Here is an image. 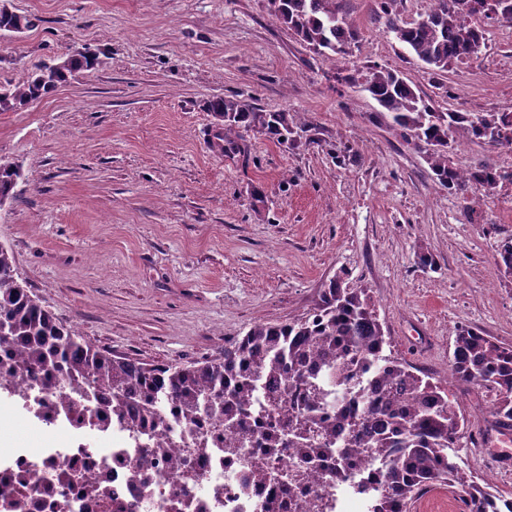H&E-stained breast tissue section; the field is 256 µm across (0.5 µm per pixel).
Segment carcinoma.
Wrapping results in <instances>:
<instances>
[{
  "mask_svg": "<svg viewBox=\"0 0 512 512\" xmlns=\"http://www.w3.org/2000/svg\"><path fill=\"white\" fill-rule=\"evenodd\" d=\"M401 0H378L386 31L442 75L448 67L475 54L495 22H512V0H432L421 20L406 22L398 13ZM274 13L315 53L328 59L346 54L358 32L341 0H270ZM0 3V30L29 29L32 19L6 11ZM17 82L0 83V112L19 111L55 91L75 74L90 70L97 57L87 52L60 56ZM338 80L364 90L382 111L373 119L406 142L424 150L432 178L459 200L460 212L471 221L474 203L497 193L512 177L482 161L463 170L452 165L450 153L462 141L492 149H512V113L463 114L437 112L397 70L373 64L352 67ZM209 110L224 121V152H241L242 133L255 132L288 145L308 124L287 112H264L245 99L218 98ZM20 170L0 164V199L15 198ZM499 268L512 279V240L499 250ZM347 274L333 277L312 314L285 324L256 323L240 339L224 346V354L198 366H148L117 358L88 345L72 328L62 325L18 281L11 249L0 244V345L18 348L28 364L61 363L70 373L112 390L116 409L147 394L143 415L160 419L158 399L176 393L186 416L204 410L219 413L224 424L246 431L248 394L266 380L286 374L298 384L303 415L288 422V438L297 448H336V466L346 470L363 448L379 459L382 479L369 502V512H409L421 495L434 488L453 489L466 512H512V498L490 485L483 487L466 472L452 448L466 433L467 420L438 384L411 366L384 354L390 345L369 289L351 286ZM451 376L460 386L482 384L496 391L494 425L512 428V345L498 343L476 328L455 330ZM350 396L336 407V425L352 430L338 437L325 423L330 391Z\"/></svg>",
  "mask_w": 512,
  "mask_h": 512,
  "instance_id": "cac0c4a2",
  "label": "carcinoma"
}]
</instances>
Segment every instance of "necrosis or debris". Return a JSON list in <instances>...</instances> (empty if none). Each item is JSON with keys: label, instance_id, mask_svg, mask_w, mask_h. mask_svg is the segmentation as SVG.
I'll return each mask as SVG.
<instances>
[{"label": "necrosis or debris", "instance_id": "4bbe7bcc", "mask_svg": "<svg viewBox=\"0 0 512 512\" xmlns=\"http://www.w3.org/2000/svg\"><path fill=\"white\" fill-rule=\"evenodd\" d=\"M272 419L249 422L248 442L216 415L186 420L165 396L155 427L135 408L114 413L107 388L72 389L64 372L22 364L0 346V512H366L380 474L371 451L337 474L330 449L288 447L282 428L293 405L288 381L261 388ZM19 428L62 445L16 448Z\"/></svg>", "mask_w": 512, "mask_h": 512}]
</instances>
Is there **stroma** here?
Returning a JSON list of instances; mask_svg holds the SVG:
<instances>
[{
    "label": "stroma",
    "mask_w": 512,
    "mask_h": 512,
    "mask_svg": "<svg viewBox=\"0 0 512 512\" xmlns=\"http://www.w3.org/2000/svg\"><path fill=\"white\" fill-rule=\"evenodd\" d=\"M34 18L0 33V82L75 50L94 70L17 112H0V162L21 164L0 207V243L30 294L95 348L145 364L220 356L257 322L309 315L329 279L367 287L388 355L452 389L483 451L456 444L478 482L512 493V434L490 395L450 376L458 324L512 345V280L498 246L512 199L476 221L432 180L422 153L369 122L379 105L337 82L344 66L400 70L439 112H512V42L488 40L447 77L387 34L377 0H342L359 40L322 59L269 0H9ZM245 99L307 121L291 146L246 134L213 146L208 105ZM428 252L433 264L417 261Z\"/></svg>",
    "instance_id": "1"
}]
</instances>
